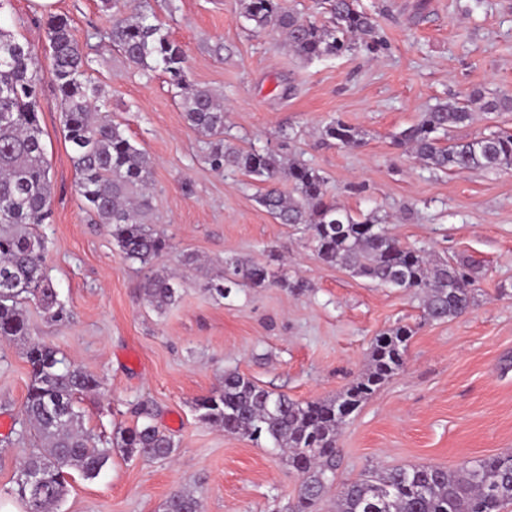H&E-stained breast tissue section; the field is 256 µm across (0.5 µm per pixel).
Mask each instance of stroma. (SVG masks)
Wrapping results in <instances>:
<instances>
[{
  "label": "stroma",
  "instance_id": "1",
  "mask_svg": "<svg viewBox=\"0 0 512 512\" xmlns=\"http://www.w3.org/2000/svg\"><path fill=\"white\" fill-rule=\"evenodd\" d=\"M153 13L184 48L190 86L224 102V137L275 145L314 168L329 198L352 213L378 211L390 235L431 258L476 265V303L444 322H422L418 299L324 264L303 235L256 199L259 184L215 170L208 141L185 120L180 93L160 68L130 66L105 33L102 0H10L0 26L33 49L42 72L51 58L45 22L66 17L102 89L106 110L155 161L153 227L170 241L156 270L175 274L179 299L164 312L141 297L145 273L94 223L75 187L60 102L43 81L38 112L52 180V217L41 225L46 268L66 323L27 317L33 335L67 361L100 375L105 389L78 396L83 426L111 438L135 425L139 407L177 448L166 461L114 454L98 478L73 473L61 512H159L190 488L203 512H284L300 479L271 445L256 446L198 421L197 398L225 371L297 401L338 395L366 369L374 338L411 327L404 370L381 385L339 435L336 480L316 512H332L347 480L373 467L464 462L512 452V170L443 173L392 142L436 103L512 90V0H359L383 44L306 62L282 37L245 19L240 0H124ZM338 119L365 134L348 149L323 139ZM303 290L245 287L227 298L209 281L228 261H262ZM29 382L21 341L0 340V507L18 512L9 491L33 439L9 428Z\"/></svg>",
  "mask_w": 512,
  "mask_h": 512
}]
</instances>
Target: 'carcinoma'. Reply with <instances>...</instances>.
I'll list each match as a JSON object with an SVG mask.
<instances>
[{
  "label": "carcinoma",
  "mask_w": 512,
  "mask_h": 512,
  "mask_svg": "<svg viewBox=\"0 0 512 512\" xmlns=\"http://www.w3.org/2000/svg\"><path fill=\"white\" fill-rule=\"evenodd\" d=\"M111 13L107 38L127 62L146 71L156 63L169 83L183 91L181 105L191 127L211 138L208 159L216 169L234 168L267 184L258 203L281 224L304 226L329 265L393 288L396 278L420 299L424 320L441 322L466 314L477 288L470 264L433 261L422 250L391 236L386 220L372 211L357 219L327 197L318 171L280 149L239 148L224 139V104L206 89H191L183 47L162 31L153 15H127L120 0H106ZM244 17L255 26L281 31L298 58L312 61L347 52L360 43L380 45L376 20L355 0H331L330 21L302 20L285 11L281 0H244ZM52 84L61 105L64 139L69 143L79 197L94 220L107 226L122 255L145 271L143 299L163 310L178 299L170 278L153 271L154 259L170 248L169 239L150 222L154 161L125 135L121 124L102 111L101 89L90 76L91 60L74 37L68 19L47 20ZM42 77L31 47L0 27V338L25 341L29 383L20 434L29 430L40 448L21 463L12 495L24 512H54L66 495L65 470L96 479L119 451L126 459L164 460L175 452L172 437L145 421L119 429L105 446L82 426L75 409L78 394L97 392L102 379L72 366L50 344L31 337L23 303L34 302L46 318L64 323L70 313L58 300L44 268L46 240L36 226L51 215L52 180L37 110ZM484 112H512V95L486 101L478 92L467 99L439 102L417 123L393 135V144L409 149L426 167L438 171L511 170L512 131L499 130L458 141L449 133L474 123ZM322 137L345 148H358L364 133L339 120ZM283 181L292 186L285 192ZM267 260L236 263L231 275L206 290L221 298L240 286L301 288L288 278L274 279ZM411 329L393 326L372 342L369 369L336 397L297 401L268 391L237 371H226L218 388L196 400L197 419L253 442L270 441L288 454V466L300 476L296 499L287 512H313L336 478L337 442L350 415L381 384L403 370ZM30 472L40 480H26ZM512 504V453L474 459L460 470L432 465L374 468L343 483L334 512H501ZM162 512H201L195 492L178 489Z\"/></svg>",
  "instance_id": "carcinoma-1"
}]
</instances>
